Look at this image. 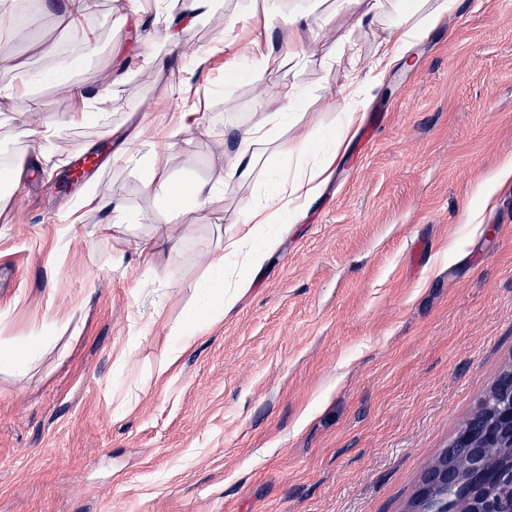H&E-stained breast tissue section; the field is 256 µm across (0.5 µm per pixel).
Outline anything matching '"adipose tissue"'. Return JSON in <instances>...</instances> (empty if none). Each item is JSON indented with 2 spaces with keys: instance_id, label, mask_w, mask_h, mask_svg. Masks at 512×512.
Segmentation results:
<instances>
[{
  "instance_id": "adipose-tissue-1",
  "label": "adipose tissue",
  "mask_w": 512,
  "mask_h": 512,
  "mask_svg": "<svg viewBox=\"0 0 512 512\" xmlns=\"http://www.w3.org/2000/svg\"><path fill=\"white\" fill-rule=\"evenodd\" d=\"M349 2L353 3L361 22L376 19L391 9L399 10L403 19L389 28L371 63H363L356 43L347 41L351 60L350 91L335 130L292 141L284 139L283 127L299 123L303 118L300 111L303 97L292 81L282 87V95L289 103L288 111L254 113L249 124L240 129L237 147L223 165L225 187L251 181L264 154L288 158L289 163L270 184L265 198L251 205L235 230L225 238L223 255L212 263L220 277L208 291L209 302L177 329L176 350L164 359L161 372L173 370L181 353L190 350L202 333L237 307L250 288V272L260 268L278 244L276 236L269 232L270 227L282 223L286 217L297 216L330 178L341 147L366 107L360 86L369 78L382 76L392 63L403 57L414 38L423 35L456 5V0H333L331 8L338 12ZM215 6L216 0H158L149 21L160 29L166 43L175 48L183 32L195 26ZM249 57L251 75L256 79L270 69L293 70L301 63L300 58L288 59L277 52L266 31L253 33ZM192 119V113H181L178 122L170 127L165 145L151 144L148 155H141L136 146L127 148L124 153L126 161L143 167L146 192L162 189L161 201L174 220L165 236L145 237L135 244L136 253L148 261L162 253L176 257L182 240L177 218L185 208H204L214 195L209 182L188 178L175 183L166 174L165 157L177 145L186 123Z\"/></svg>"
}]
</instances>
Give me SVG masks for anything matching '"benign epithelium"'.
I'll use <instances>...</instances> for the list:
<instances>
[{"label": "benign epithelium", "mask_w": 512, "mask_h": 512, "mask_svg": "<svg viewBox=\"0 0 512 512\" xmlns=\"http://www.w3.org/2000/svg\"><path fill=\"white\" fill-rule=\"evenodd\" d=\"M487 403L451 442L456 461L445 453L425 473L409 512H448L445 490L456 485L468 487L460 512H512V369Z\"/></svg>", "instance_id": "benign-epithelium-1"}]
</instances>
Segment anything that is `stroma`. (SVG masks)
Returning <instances> with one entry per match:
<instances>
[{"label": "stroma", "mask_w": 512, "mask_h": 512, "mask_svg": "<svg viewBox=\"0 0 512 512\" xmlns=\"http://www.w3.org/2000/svg\"><path fill=\"white\" fill-rule=\"evenodd\" d=\"M242 3L220 0L174 51L137 22L154 0H99L78 30L46 12L6 46L32 82L0 67V152L31 172L0 202V336L20 349L44 342L23 369L0 366V512H406L512 368V18L504 0H457L365 84V117L383 118L375 136L354 134L327 185L277 228L247 296L159 375L264 180L186 210L180 254L148 269L134 244L163 234L169 214L142 171L105 160L70 197L57 174L76 149L131 128L162 133L186 96L200 121L167 173L220 185L219 156L252 114L289 109L283 71L225 75L213 45L226 28L240 45L267 26L310 48L291 140L338 121L350 69L341 37L369 59L385 34V20L321 12L292 39L300 0L230 23ZM42 41L56 55H41ZM146 52L165 57L163 78L138 67ZM74 83L100 92L80 124ZM202 123L222 147L200 146ZM47 125L48 137H29Z\"/></svg>", "instance_id": "obj_1"}]
</instances>
